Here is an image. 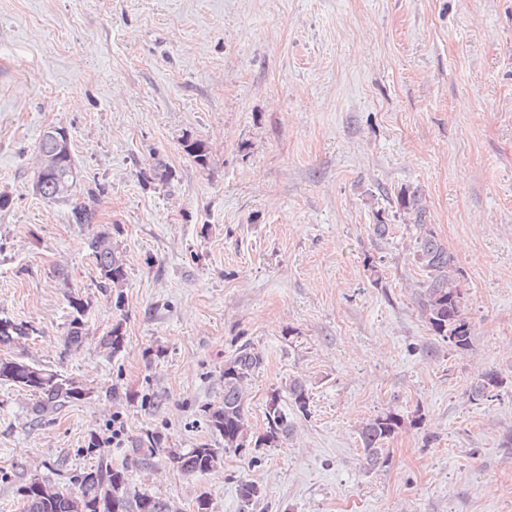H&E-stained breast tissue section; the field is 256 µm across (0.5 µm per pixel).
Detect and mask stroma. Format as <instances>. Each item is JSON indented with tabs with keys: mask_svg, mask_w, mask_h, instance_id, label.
Masks as SVG:
<instances>
[{
	"mask_svg": "<svg viewBox=\"0 0 512 512\" xmlns=\"http://www.w3.org/2000/svg\"><path fill=\"white\" fill-rule=\"evenodd\" d=\"M52 127L77 196L100 191L96 224L33 190ZM405 187L460 270L468 349L418 307ZM0 193V317L37 329L10 353L90 390L37 418L0 383V512H23L31 480L74 491L106 462L175 512L202 494L211 512H512V0H0ZM100 229L124 260L108 293ZM246 343L264 356L250 436L291 380L307 413L283 400L280 447L181 472L169 452L223 448L202 409ZM491 369L500 387L473 400ZM390 411L405 425L369 466L359 428ZM246 480L265 489L248 505ZM91 255L99 272V288L105 292L119 287L124 281L125 269L122 256L112 245L109 231L97 232L90 240Z\"/></svg>",
	"mask_w": 512,
	"mask_h": 512,
	"instance_id": "1",
	"label": "stroma"
}]
</instances>
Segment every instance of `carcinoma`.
Here are the masks:
<instances>
[{
	"mask_svg": "<svg viewBox=\"0 0 512 512\" xmlns=\"http://www.w3.org/2000/svg\"><path fill=\"white\" fill-rule=\"evenodd\" d=\"M186 154L194 162L207 164L209 151L202 140H188L183 145ZM58 155L51 171L39 170L35 185L38 195L55 202L70 204L73 224H93L96 220V198L91 194L85 200L76 198L77 167L70 144L57 145L46 138L41 139L39 153ZM398 205L409 215L418 230L415 261L425 274L419 284L420 307L430 330L448 346L464 350L470 347L474 336L473 325L465 312L463 296L457 284L458 268L454 257L426 224V209L422 204L419 189L404 190L399 194ZM91 255L99 272V287L103 290L119 287L124 281L125 269L122 256L112 245V234L99 231L90 240ZM77 316L70 321L65 341L77 347L83 339V322L78 314L85 305L82 300L71 301ZM35 334V328L26 321L16 322L7 317L0 318V351H6L22 339ZM124 336L120 326L113 327L101 339V346L112 354L120 351ZM261 353L249 345H242L224 362V398L218 404L204 409L211 431L224 440V447L212 448L200 444L185 453L171 451L169 463L188 474H205L215 468L227 449L239 451L254 446L275 448L288 438L291 424L284 413L279 391H273L265 403L266 430L254 443H248L249 425L246 413V389L254 375L261 369ZM12 384L35 397L32 413L42 414L61 407L89 394L72 378L27 363L19 358L0 354V382ZM499 385L494 371L485 372L475 384L472 396L479 399ZM292 406L307 412L309 396L305 385L294 380L288 385ZM402 425L401 416L388 412L380 415L360 428V441L367 464L375 466L382 459L384 445ZM136 451L142 452V460L148 461L160 448V437L146 432L135 442ZM24 512H172L168 501L146 492L132 490L128 486L125 471L110 465H100L86 473L80 480L77 491L62 495L52 491L46 483L33 481L24 487Z\"/></svg>",
	"mask_w": 512,
	"mask_h": 512,
	"instance_id": "1",
	"label": "carcinoma"
}]
</instances>
